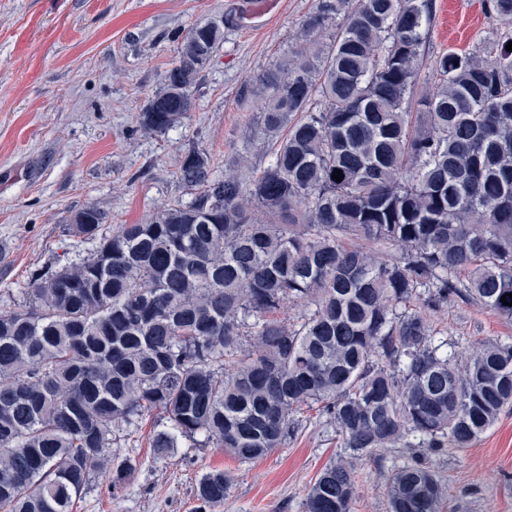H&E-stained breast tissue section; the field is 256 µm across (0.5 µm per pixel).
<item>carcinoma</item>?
Returning <instances> with one entry per match:
<instances>
[{
    "label": "carcinoma",
    "mask_w": 512,
    "mask_h": 512,
    "mask_svg": "<svg viewBox=\"0 0 512 512\" xmlns=\"http://www.w3.org/2000/svg\"><path fill=\"white\" fill-rule=\"evenodd\" d=\"M486 8L496 38L435 56V88L415 101L432 0H318L250 79L263 169L219 177L190 146L188 201L110 235L94 207L71 216L92 249L0 309V512H72L98 475L120 488L132 462L113 445L153 411L169 423L156 455L201 436L247 462L318 406L346 454L304 512H351L357 463L379 448H467L497 421L512 345L458 357L427 321L454 296L512 319V0ZM223 41L212 21L189 29L141 128L187 118ZM286 302L303 307L290 323ZM230 486L204 473L201 507ZM385 495L388 512H441L446 487L417 455Z\"/></svg>",
    "instance_id": "carcinoma-1"
}]
</instances>
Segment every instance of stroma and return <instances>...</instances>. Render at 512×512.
Masks as SVG:
<instances>
[{
	"label": "stroma",
	"instance_id": "1",
	"mask_svg": "<svg viewBox=\"0 0 512 512\" xmlns=\"http://www.w3.org/2000/svg\"><path fill=\"white\" fill-rule=\"evenodd\" d=\"M317 0H0V306L22 302L33 273L78 260L87 245L68 230L75 211L94 207L105 230L146 222L186 199L177 180L181 151L198 145L217 174L267 149L249 142L259 115L250 78L294 45ZM225 19L224 42L194 88L196 107L163 134L138 126L188 29ZM484 0H433L429 53L418 88L432 90L434 55L465 51L495 35ZM437 339L465 352L487 341L512 344V320L475 302L450 299L431 316ZM158 415L132 427L119 450L136 467L112 489L94 480L72 512H200L202 472L229 474L215 512H303L320 471L342 452L325 415L307 409L286 447L252 462L224 449L181 442L155 455ZM406 448L360 461L351 512H387L384 486L410 462ZM448 488L442 512H512V410L467 448L429 453Z\"/></svg>",
	"mask_w": 512,
	"mask_h": 512
}]
</instances>
